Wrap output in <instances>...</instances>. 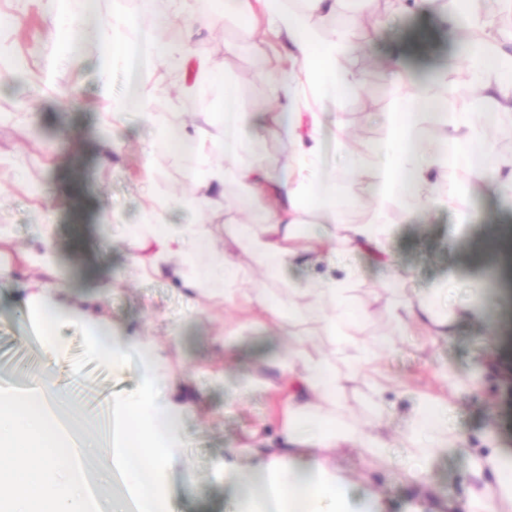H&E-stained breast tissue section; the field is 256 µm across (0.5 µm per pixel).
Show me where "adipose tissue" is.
Wrapping results in <instances>:
<instances>
[{"instance_id":"obj_1","label":"adipose tissue","mask_w":512,"mask_h":512,"mask_svg":"<svg viewBox=\"0 0 512 512\" xmlns=\"http://www.w3.org/2000/svg\"><path fill=\"white\" fill-rule=\"evenodd\" d=\"M265 12L274 19L280 33L291 46L295 58L305 70L306 80L314 89L321 106L312 113L310 123H303L292 74L281 73L273 84L286 101L277 111L256 114L241 111L240 89L228 82L222 88L224 130L210 137L203 131L188 132L170 121L163 113L149 112L145 118L159 132V145L169 152L199 147L217 159L233 161L247 151L252 138L273 133L285 139L291 151L303 158L301 172L283 168L272 176L255 166L235 165L231 170L209 168L189 176L192 185L223 184L225 178L236 180L247 194L275 186L277 204L267 213L264 223L242 224L238 237L255 253L259 264L271 276L289 267L323 265L334 268L341 252H355L370 246L389 255L388 232L377 224H339L337 216L343 206L337 193L336 173L330 170L324 155L325 116H333L334 143L347 149V132L341 119L335 118L336 97L352 85L348 74L336 68V59L344 48L342 39L319 42L309 23L312 12L332 10L331 0H307L303 12L288 10L283 0H261ZM463 11L448 13L449 30L466 29L465 60L479 80L475 108L494 97L496 88L482 83L483 75L496 70L512 75V62L496 51L486 20L475 19L462 25ZM99 41L98 66L109 75L115 66L152 70L155 62L175 64L182 52L176 47L153 39V56L140 59V43L117 36L107 25L95 31ZM434 100L406 96L400 111L388 119L389 135L382 143L371 146L370 153L378 164V192L394 195L412 205L422 202L433 184L434 160L429 159L417 134V118L422 111L434 108ZM444 141L449 163L478 176H495L494 147L487 131L491 122L476 126L457 113H449ZM313 206L322 214L321 232L298 242L297 230L302 208ZM168 202L153 199L149 208L150 224L146 233H134L131 246L137 250V271L148 276L166 269L188 279L195 291L207 298H218L225 306L248 313L253 320L267 321L278 333L288 337L293 346L284 367L287 397L284 402L283 434L286 450L242 475L253 492L248 496V512H355L345 477L332 466L326 455L331 448H360L366 455L382 452L387 443L369 440L354 424L335 413L336 403L347 374L368 373L378 351L386 348L385 337L362 341L354 333L356 313L347 297L346 279L322 277L287 283L283 297L271 299L265 292L243 288L244 275L232 257L220 250L206 224H173L167 220ZM28 264L51 279L49 287L33 297L36 320L43 330V344H52L51 329L62 317L81 322L98 342L100 357L108 363H121L127 341L114 338L107 322L89 315L79 305L68 303L69 281L56 264L53 228L44 224L42 247L28 254ZM322 315V331L328 342L324 352L310 353L304 338L294 330L295 321L307 308ZM395 317L400 324H418L432 335L447 339L455 332L454 321L437 319L431 306L411 300L399 305ZM448 401L444 398L422 399L415 412L414 430L407 442L419 463L456 447L448 434ZM472 477L485 483L483 493L473 495L467 512H497L495 497L512 495V456L497 453L475 457Z\"/></svg>"}]
</instances>
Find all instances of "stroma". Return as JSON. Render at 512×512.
<instances>
[{"label": "stroma", "instance_id": "stroma-1", "mask_svg": "<svg viewBox=\"0 0 512 512\" xmlns=\"http://www.w3.org/2000/svg\"><path fill=\"white\" fill-rule=\"evenodd\" d=\"M47 0H0V53L10 63L0 70V225L10 241L0 245V383L17 384L53 365L60 385L84 381L97 403L112 394L134 391L143 375L140 362L116 370L104 364L85 328L61 319L55 344L34 340V321L25 311L29 294L45 278L24 260L42 246L44 223L54 225V250L66 271L70 300L111 322L123 337L162 348L165 391L182 406L177 464L167 473L171 512H244L243 470L263 462L285 444L281 433L284 395L277 386L288 342L270 325L240 319L233 311L210 318L199 314L203 299L180 279L133 274L131 230L144 223L147 190L170 199L172 223L191 222L181 207L186 176L198 164L192 150L160 148L144 112H169L186 128H222V83H236L239 107L268 112L271 85L260 69L300 71L287 43L269 27L260 0H240L225 11L221 0H96L100 20L123 37L137 27H154L158 36L179 46L188 67L157 66L143 89V111L124 113L114 124L100 121L109 107L101 87L125 96L130 77L120 67L110 77L98 68V42L84 35L75 63L62 60L56 31L48 21ZM472 15L491 20L500 50L512 55V11L496 0H468ZM454 0H432L420 12L402 10L398 0H336L334 13H314L310 24L321 40L337 27L346 30V49L338 70L351 73L354 85L336 110L360 160L349 168L344 155L331 151L345 204V224L383 222L391 229V267L368 253L339 254L331 276L348 277L350 302L358 315L357 336L389 341L380 364L392 384L382 416L371 413L363 376L344 382L339 400L347 421L389 443L383 458L369 462L359 449L339 448L333 455L345 474L353 499L373 489L382 512H448L466 497L470 457L486 452L484 437L494 431L495 445L512 449V295L487 287L480 295L485 318L460 322L452 340L436 339L418 328L401 329L389 312L402 297L432 301L439 310L459 312L470 304L473 286L493 256V241L512 228V185L479 182L452 168L436 170L439 205L413 206L376 194L377 168L366 149L385 140L386 118L398 107L399 89L409 86L428 97L455 92L452 109L474 110V83L453 65L461 47L443 21ZM401 53L405 66L392 73L385 61ZM211 76L205 94L189 98L196 61ZM77 89L75 104L62 105L59 92ZM270 200L245 196L232 179L224 181L221 207L204 209L216 245L231 253L247 272V287L272 296L283 280L322 275L319 267L300 266L284 279L267 277L237 238L242 224H260ZM406 278L405 294L388 288L391 278ZM222 367L224 377L210 371ZM448 396L453 407L448 429L464 441L466 452L448 451L417 467L406 446L409 415L416 395Z\"/></svg>", "mask_w": 512, "mask_h": 512}]
</instances>
